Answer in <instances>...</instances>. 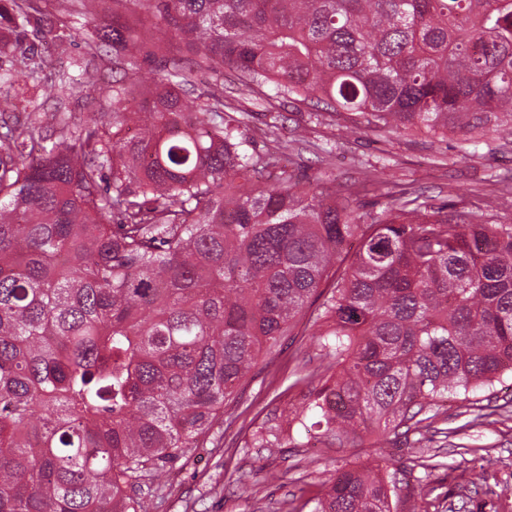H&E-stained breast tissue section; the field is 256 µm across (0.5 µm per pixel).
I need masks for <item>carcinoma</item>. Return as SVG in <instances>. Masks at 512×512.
Returning a JSON list of instances; mask_svg holds the SVG:
<instances>
[{
	"label": "carcinoma",
	"mask_w": 512,
	"mask_h": 512,
	"mask_svg": "<svg viewBox=\"0 0 512 512\" xmlns=\"http://www.w3.org/2000/svg\"><path fill=\"white\" fill-rule=\"evenodd\" d=\"M0 8V55L39 22ZM196 56L329 114L512 142V0H137ZM102 46L137 65L122 24ZM151 89L114 80L112 134L0 137V512H154L167 464L200 447L260 354L308 305L319 363L300 406L246 448L343 447L362 432L445 438L439 402L512 374V195L448 214L375 179L319 192L244 149L217 89L150 36ZM370 195V208L351 197ZM358 251L332 272L344 243ZM312 512H392L396 482L345 464Z\"/></svg>",
	"instance_id": "cac0c4a2"
}]
</instances>
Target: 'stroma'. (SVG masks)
Returning <instances> with one entry per match:
<instances>
[{"instance_id": "stroma-1", "label": "stroma", "mask_w": 512, "mask_h": 512, "mask_svg": "<svg viewBox=\"0 0 512 512\" xmlns=\"http://www.w3.org/2000/svg\"><path fill=\"white\" fill-rule=\"evenodd\" d=\"M34 5L44 19V31L28 33L26 42L38 49L42 84L27 85L18 74L13 87L0 89V135L30 115L50 133L58 131L63 117L74 128L95 126L111 106L99 89L112 82L113 56L91 54L86 37L99 22L114 18L137 23L142 30L160 29L162 20L140 10L136 0H122L114 11L91 16L77 11L58 14L51 0H34ZM222 91L225 102L244 113L248 151L272 149L263 132L273 119H280L299 136L288 145V170L314 180L323 191L366 175L388 182L393 190L410 187L436 202L480 213L489 195L503 184H512V144L467 145L453 134L439 138L423 131L358 129L344 113L317 112L302 102L273 95L258 97L229 70ZM317 353L302 320L275 352L262 354L237 396L225 403L224 420L214 426L209 444L167 468L155 512H272V502L298 487H305L306 497L315 496L322 481L344 464H376L386 458L398 477L394 512H512L511 374L501 377L491 390L474 392L470 400L441 402V417L447 418L449 427L461 429L452 437V445H466L468 451L448 453L446 467L428 475L416 462L431 455V448L417 443L394 448L375 432L339 449L322 444L273 451L240 447V439L251 432L253 417L275 407L292 369L316 360ZM477 405L486 407L488 415L467 427L469 413ZM489 456L497 464L486 486L467 496L471 472L480 470ZM271 470L281 474V484L267 482Z\"/></svg>"}]
</instances>
